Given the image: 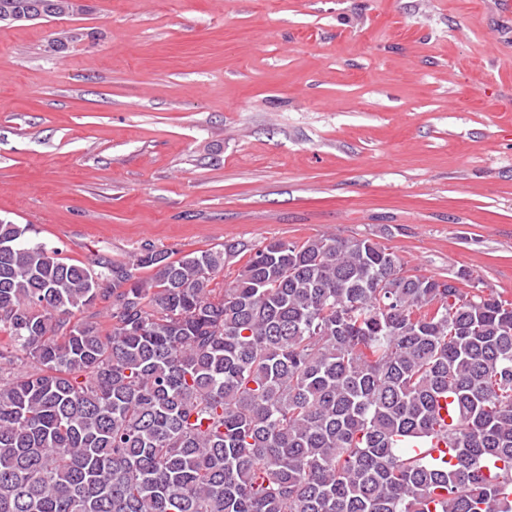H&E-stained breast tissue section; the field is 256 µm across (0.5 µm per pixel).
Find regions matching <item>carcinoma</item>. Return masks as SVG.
<instances>
[{
    "mask_svg": "<svg viewBox=\"0 0 512 512\" xmlns=\"http://www.w3.org/2000/svg\"><path fill=\"white\" fill-rule=\"evenodd\" d=\"M28 232L0 220V512H512V302L466 270L335 235L90 268Z\"/></svg>",
    "mask_w": 512,
    "mask_h": 512,
    "instance_id": "cac0c4a2",
    "label": "carcinoma"
}]
</instances>
